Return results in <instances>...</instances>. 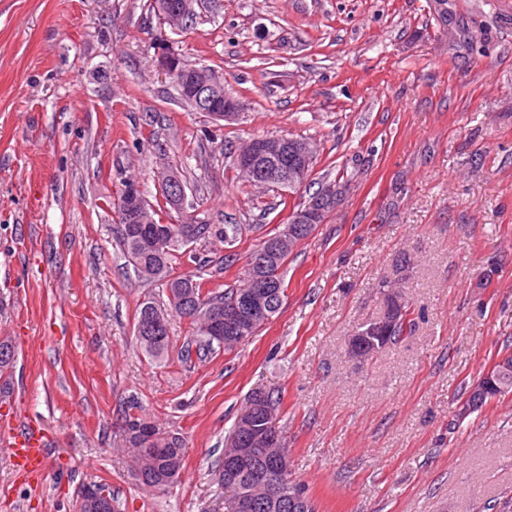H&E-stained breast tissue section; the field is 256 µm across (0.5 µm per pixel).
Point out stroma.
I'll return each instance as SVG.
<instances>
[{
	"mask_svg": "<svg viewBox=\"0 0 512 512\" xmlns=\"http://www.w3.org/2000/svg\"><path fill=\"white\" fill-rule=\"evenodd\" d=\"M221 69L237 121L190 111L156 43ZM313 139L307 189L245 183L224 156L253 137ZM169 165L188 209L246 224L247 255L310 193L351 185L288 260L279 312L191 364L187 322L164 361L135 341L157 284L126 269L121 180L156 195ZM402 281L415 324L347 353ZM0 336L17 348L11 417L39 421L37 487L0 451V512H214L209 471L252 392L276 389L292 472L320 512H501L512 501V392L455 421L465 388L512 349V0H208L160 25L147 0H0ZM186 443L180 479L142 489L120 446L129 405Z\"/></svg>",
	"mask_w": 512,
	"mask_h": 512,
	"instance_id": "obj_1",
	"label": "stroma"
}]
</instances>
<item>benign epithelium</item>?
I'll list each match as a JSON object with an SVG mask.
<instances>
[{
	"label": "benign epithelium",
	"mask_w": 512,
	"mask_h": 512,
	"mask_svg": "<svg viewBox=\"0 0 512 512\" xmlns=\"http://www.w3.org/2000/svg\"><path fill=\"white\" fill-rule=\"evenodd\" d=\"M200 7L202 0H173L166 10L169 24L173 28L181 26L182 19L197 13ZM156 58L158 67L172 79L194 81L191 92L186 96L194 111L204 112L215 121L233 122L239 118L241 107L238 101L229 96L225 97L222 106L215 101L214 92L223 86L224 76L221 73L186 63L179 55L171 53L164 41L157 45ZM315 159L316 149L312 144L286 135L257 137L249 152L236 156L238 167L251 170L265 187L293 190L301 188L308 181ZM155 183L161 204L182 214L178 241L184 243L187 251L194 248L190 237L195 234L199 221L192 215L184 214L187 192L180 173L171 167H164L157 171ZM337 201L336 189L327 187L321 198L307 203L305 208L289 218V226L281 240L291 241L301 233L312 232V226L323 223L326 212L333 210ZM145 211L141 186L136 181L127 182L118 221L128 224L133 232L137 230V225L144 223ZM277 295L278 290L272 281L261 275L254 276L250 288L240 294L239 300L210 311L212 334L246 335L251 328L270 319L269 310ZM280 440L274 421L262 427H249L248 447L233 449L224 466V487L229 489L235 486L239 473L249 469L254 485L262 489L268 504L276 507L288 502L302 512H308L312 504L295 493L290 484L274 478V475L289 469V457L283 456L273 462L254 460L253 447Z\"/></svg>",
	"instance_id": "benign-epithelium-1"
}]
</instances>
